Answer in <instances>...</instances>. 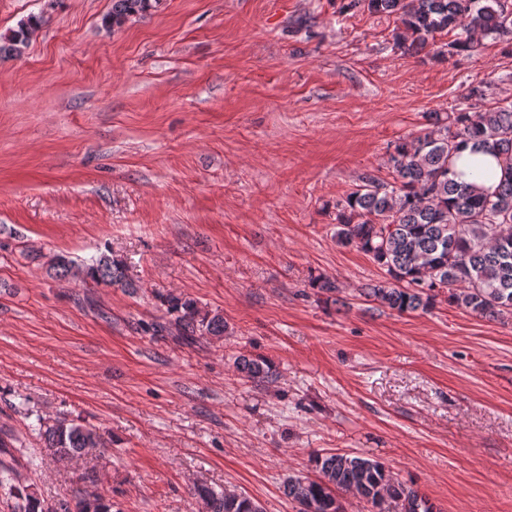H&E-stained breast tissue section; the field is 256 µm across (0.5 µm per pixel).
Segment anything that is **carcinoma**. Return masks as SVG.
Returning a JSON list of instances; mask_svg holds the SVG:
<instances>
[{"label": "carcinoma", "instance_id": "carcinoma-1", "mask_svg": "<svg viewBox=\"0 0 512 512\" xmlns=\"http://www.w3.org/2000/svg\"><path fill=\"white\" fill-rule=\"evenodd\" d=\"M161 0H112L105 17L121 27ZM366 9L398 18L402 30L394 47L419 52L438 34L456 33L448 52H477L491 38L512 44V0H348L350 12ZM35 22L23 23L0 43V55L17 56ZM495 153L502 177L486 192L474 182L455 178V159L465 149ZM392 180L363 178L362 184L336 204V243L368 255L385 270L386 280L362 289L366 300L399 314L428 311L444 294L449 304L485 318L512 316V105L489 109L469 107L436 118L435 128L399 140L389 157ZM56 278L133 291L123 259L101 254L86 266L64 255L50 266ZM187 345L201 336H224V316L198 306L190 298H161ZM235 367L255 384L276 374L263 356L241 354ZM35 431L43 446L61 460L93 448L108 447L96 430L80 419L37 417ZM14 434L0 429V490L15 500L14 512H112V502L83 488L72 498L45 504L29 485L18 483L20 468L36 460L13 453ZM313 478H290L283 492L298 512H342L338 495L348 492L369 504L372 512H432L413 486L394 478L377 460L357 455H315ZM192 495L202 512H262L249 496L197 486Z\"/></svg>", "mask_w": 512, "mask_h": 512}]
</instances>
